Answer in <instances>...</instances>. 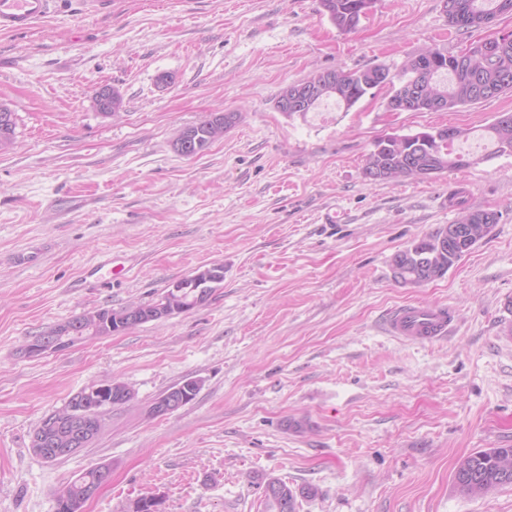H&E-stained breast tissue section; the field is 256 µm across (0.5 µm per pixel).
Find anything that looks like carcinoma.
Masks as SVG:
<instances>
[{
  "instance_id": "cac0c4a2",
  "label": "carcinoma",
  "mask_w": 512,
  "mask_h": 512,
  "mask_svg": "<svg viewBox=\"0 0 512 512\" xmlns=\"http://www.w3.org/2000/svg\"><path fill=\"white\" fill-rule=\"evenodd\" d=\"M359 0H321L323 14L342 32L357 30L362 15L357 11ZM448 5L446 15L450 26L467 31L491 24L498 16L512 15V0H445ZM478 43L473 42L457 55H446L433 51L435 63L429 70L432 82L427 85L426 98L412 105L413 112L432 111L431 101L442 102L441 109L452 110L458 106L474 104L494 98L512 90V33L499 38L495 51L491 54L476 55ZM380 67L363 70L343 68L317 70L302 80L308 96L302 112L314 111L324 100L335 99L350 109L373 89L391 86L398 93L401 88L395 83L407 80L419 82L420 68L410 58L404 62L401 71L391 77H378ZM209 113L199 122L185 127L193 145V155L206 150L212 143L224 136L227 127L214 126ZM488 137L495 146L494 153H512V120L503 122L495 118L485 127ZM455 141L435 138L430 131H419L410 135H389L375 141L367 154L363 176L374 182L397 181L416 176H431L450 169L468 167L479 163L456 152ZM443 231L413 241L405 248L402 262L405 264L403 277L397 279L402 284L423 285L444 276L455 262L464 256L449 248L439 249L437 241ZM197 290H183L174 294L168 290L151 304L130 303L139 306L143 322L160 318L159 308L174 304L187 305L195 297ZM124 308H96L66 321L74 334L66 335L63 325L51 328V332L71 344L77 339H90L95 336H108L120 329L117 322ZM454 480L458 488L468 495H481L497 487L512 486V447L487 448L461 458L457 464ZM102 484L98 469L91 468L70 480L56 496V512H77L89 501L88 491ZM258 487L267 485L271 492L264 495L265 512H298L300 501L316 495L313 486L297 489L286 482L267 475L254 477Z\"/></svg>"
}]
</instances>
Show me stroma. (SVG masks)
<instances>
[{"label":"stroma","instance_id":"1","mask_svg":"<svg viewBox=\"0 0 512 512\" xmlns=\"http://www.w3.org/2000/svg\"><path fill=\"white\" fill-rule=\"evenodd\" d=\"M492 31H512V15L458 31L442 0H378L354 33L320 0H111L95 14L60 0L27 33H0V100L17 114V143L0 151V512H54L56 491L102 464L111 480L84 512L152 495L163 512H262L258 474L315 487L299 512H512V486L468 496L454 481L462 457L512 446V154L479 135L512 113V91L447 112L389 111L388 87L348 110L275 105L312 71L395 72ZM103 83L119 116L92 104ZM219 111L239 115L223 139L174 151ZM448 125L473 131L456 150L490 160L364 178L378 138ZM452 190L498 223L443 277L397 283L394 255L457 222ZM217 263L224 286L204 306L21 353L84 310L155 302ZM409 303L447 307L452 334H387ZM188 378L201 382L190 403L148 416ZM115 379L135 398L94 442L56 462L31 452L42 418ZM93 95V105L102 115L112 116L113 108L118 111V114L123 109V97L121 93L115 88L112 89V86L108 84H101L95 87L93 89Z\"/></svg>","mask_w":512,"mask_h":512}]
</instances>
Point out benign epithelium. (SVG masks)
I'll use <instances>...</instances> for the list:
<instances>
[{
	"mask_svg": "<svg viewBox=\"0 0 512 512\" xmlns=\"http://www.w3.org/2000/svg\"><path fill=\"white\" fill-rule=\"evenodd\" d=\"M92 102L101 114L112 115V86L99 85ZM444 232L450 246L465 244L471 248L478 243V239L472 237L465 224H450L444 228ZM63 349L64 346L52 338L41 341L33 338L23 345L22 354L38 357ZM122 393L124 390L113 387L109 382L75 393L66 402V417H45L38 433L32 438V444L37 448L50 449L51 462L65 459L88 447L96 439L97 430L104 425L105 416L112 409L113 397ZM190 397L191 394L186 392L184 384L181 383L157 397L150 405L149 413L153 417L167 416L182 408Z\"/></svg>",
	"mask_w": 512,
	"mask_h": 512,
	"instance_id": "7a95c632",
	"label": "benign epithelium"
}]
</instances>
